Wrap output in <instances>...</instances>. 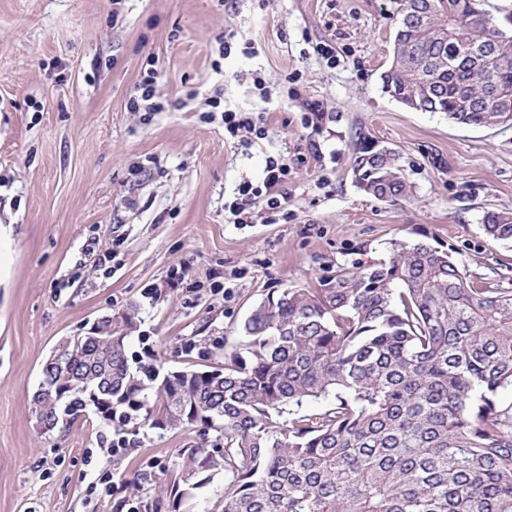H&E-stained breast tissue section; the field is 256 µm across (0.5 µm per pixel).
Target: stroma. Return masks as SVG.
Listing matches in <instances>:
<instances>
[{
    "instance_id": "35a3bbf8",
    "label": "stroma",
    "mask_w": 512,
    "mask_h": 512,
    "mask_svg": "<svg viewBox=\"0 0 512 512\" xmlns=\"http://www.w3.org/2000/svg\"><path fill=\"white\" fill-rule=\"evenodd\" d=\"M395 27L389 0H0V224L13 227L0 512H112L105 478L135 471L151 505L198 442L144 425L140 446L109 458L120 425L91 407L42 430L47 360L129 305L130 362L149 348L161 369H208L273 291L317 287L397 242L448 251L475 286L512 288V244L483 231L486 212H512V127L461 126L383 93ZM151 67L166 107L132 111ZM311 100L322 118L304 111ZM225 109L263 114L267 138L225 134ZM364 142L398 153L410 200L357 188ZM271 157L288 164L279 212L257 197L235 223L227 203Z\"/></svg>"
}]
</instances>
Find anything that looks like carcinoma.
<instances>
[{
	"label": "carcinoma",
	"instance_id": "carcinoma-1",
	"mask_svg": "<svg viewBox=\"0 0 512 512\" xmlns=\"http://www.w3.org/2000/svg\"><path fill=\"white\" fill-rule=\"evenodd\" d=\"M398 14L390 97L413 99L467 126L499 127L512 96V35L501 38L482 0H390ZM352 170L379 201L409 197L389 148L361 145ZM495 241H512V212L485 214ZM137 307L100 319L104 336L66 342L44 365L35 396L52 430L92 399L105 420L214 429L180 452L162 493L176 501L224 476L215 512H512V289L475 288L447 252L397 242L387 258L339 270L317 288H284L241 325L244 352L224 371H134L126 352ZM309 400L329 405L292 414ZM288 419H283L284 415Z\"/></svg>",
	"mask_w": 512,
	"mask_h": 512
}]
</instances>
